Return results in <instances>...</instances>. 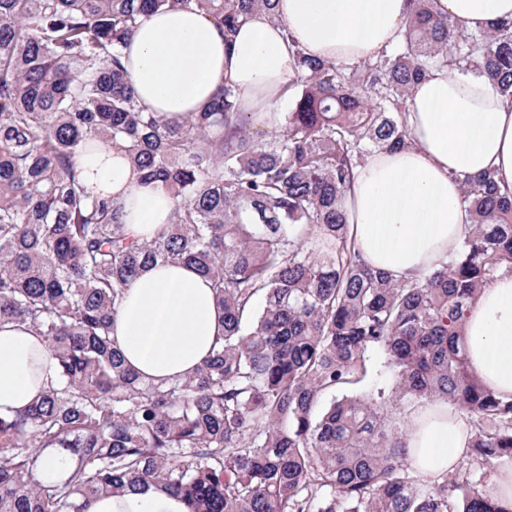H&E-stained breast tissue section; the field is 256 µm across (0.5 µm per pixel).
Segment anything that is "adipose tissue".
<instances>
[{
	"label": "adipose tissue",
	"mask_w": 512,
	"mask_h": 512,
	"mask_svg": "<svg viewBox=\"0 0 512 512\" xmlns=\"http://www.w3.org/2000/svg\"><path fill=\"white\" fill-rule=\"evenodd\" d=\"M462 32L512 18V0H438ZM410 0H278L276 18L254 14L232 49L213 22L182 9L141 16L125 63L148 111L182 118L222 84L246 112L276 113L295 80L293 54L351 65L398 45ZM409 148L376 153L357 166L344 206L356 250L396 279L428 276L448 261L472 217L457 178L495 169L512 182V100L474 69H434L410 99ZM87 188L124 207L130 234L147 241L170 220L174 203L140 185L122 152L96 144L79 153ZM220 322L210 282L195 270L150 265L128 286L112 338L136 371L157 381L186 376L206 357ZM473 373L512 396V274L499 275L472 303L465 322ZM58 378L47 343L27 325H0V414L26 407ZM468 443L464 414L436 403L415 413L408 451L419 474L452 471ZM85 512H188L184 501L148 488L88 502Z\"/></svg>",
	"instance_id": "1"
}]
</instances>
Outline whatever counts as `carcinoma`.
Segmentation results:
<instances>
[{
	"mask_svg": "<svg viewBox=\"0 0 512 512\" xmlns=\"http://www.w3.org/2000/svg\"><path fill=\"white\" fill-rule=\"evenodd\" d=\"M275 0H0V324L44 337L59 380L0 415V512H84L101 494L155 486L188 512H512L485 464L512 459V397L468 369L464 324L512 272V182L460 179L472 216L447 263L401 281L355 252L343 206L365 157L411 144L406 112L429 68H475L512 98V19L459 32L412 0L402 42L353 66L296 51L300 86L254 137L230 85L164 120L139 103L123 48L146 11L199 10L230 47ZM121 148L174 200L154 239L88 190L77 155ZM180 263L212 284L222 332L193 375L154 382L113 346L129 280ZM382 350L393 395L352 392ZM344 395L318 410L323 395ZM470 415L454 478L422 477L407 450L419 406ZM68 461L44 474L41 457Z\"/></svg>",
	"mask_w": 512,
	"mask_h": 512,
	"instance_id": "carcinoma-1",
	"label": "carcinoma"
}]
</instances>
